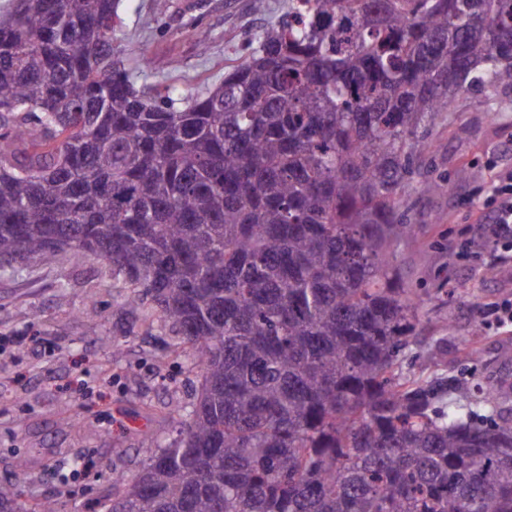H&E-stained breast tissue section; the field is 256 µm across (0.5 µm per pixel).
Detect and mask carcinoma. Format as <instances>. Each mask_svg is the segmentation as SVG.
<instances>
[{"label": "carcinoma", "instance_id": "carcinoma-1", "mask_svg": "<svg viewBox=\"0 0 512 512\" xmlns=\"http://www.w3.org/2000/svg\"><path fill=\"white\" fill-rule=\"evenodd\" d=\"M119 2L0 11V255L106 261L199 379L99 512H512V407L402 372L395 263L433 116L512 88V0H288L196 96L137 86Z\"/></svg>", "mask_w": 512, "mask_h": 512}]
</instances>
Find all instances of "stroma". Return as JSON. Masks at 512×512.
I'll list each match as a JSON object with an SVG mask.
<instances>
[{
  "instance_id": "35a3bbf8",
  "label": "stroma",
  "mask_w": 512,
  "mask_h": 512,
  "mask_svg": "<svg viewBox=\"0 0 512 512\" xmlns=\"http://www.w3.org/2000/svg\"><path fill=\"white\" fill-rule=\"evenodd\" d=\"M287 10L288 0H266L260 13L252 0H124L121 16L126 40L151 60V82L176 80L194 93L247 59ZM197 28L208 49L197 45ZM429 136L438 149L406 197L419 231L396 249L422 296L412 371L461 375L473 393L512 384V363L501 357L512 329L489 324L492 306L512 299V249L483 245L478 210L491 175L512 168V89L464 96L435 118ZM433 183L441 191H430ZM128 293L94 257L49 253L20 269L0 266V336L36 339L22 354L0 350V478L26 460L31 503L52 498L58 512H90L113 469L138 471L175 437L167 410L194 400L196 374L175 352V333L129 307ZM437 343L434 363L428 351ZM78 457L90 467L75 476Z\"/></svg>"
}]
</instances>
